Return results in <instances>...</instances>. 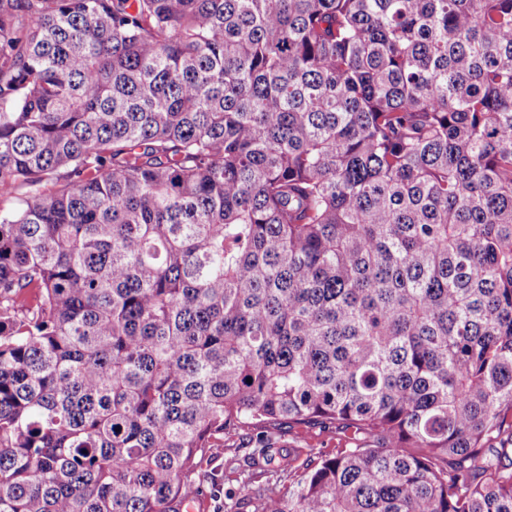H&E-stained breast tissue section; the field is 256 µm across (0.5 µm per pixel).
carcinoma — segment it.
<instances>
[{
    "label": "carcinoma",
    "instance_id": "carcinoma-1",
    "mask_svg": "<svg viewBox=\"0 0 512 512\" xmlns=\"http://www.w3.org/2000/svg\"><path fill=\"white\" fill-rule=\"evenodd\" d=\"M2 200L0 512H512V0H0ZM281 439L289 442H297L302 448H314V452L319 450L330 452L336 448L339 442L336 434L320 431L319 428L313 429H288L277 432ZM253 448L227 449L224 454L223 448H210L201 458L200 469L216 474L214 483H204L202 487L201 507L197 509L195 495L189 494L184 503H189L188 512H224V495L229 491L240 494L247 492L253 484H257V478L253 479L252 469L247 460L248 453ZM255 481V483H254ZM199 510V511H198Z\"/></svg>",
    "mask_w": 512,
    "mask_h": 512
}]
</instances>
